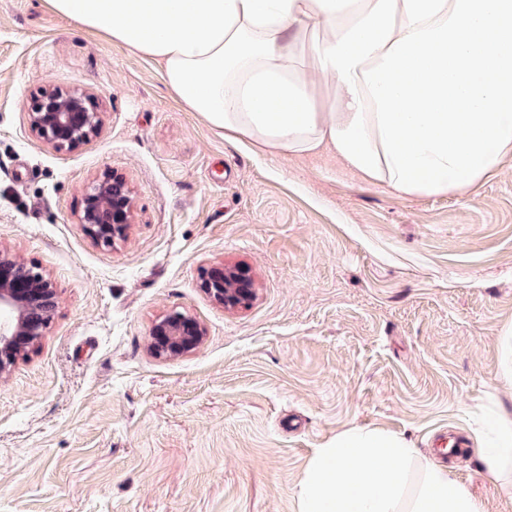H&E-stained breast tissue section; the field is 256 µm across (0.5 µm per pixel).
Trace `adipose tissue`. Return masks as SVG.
<instances>
[{
    "mask_svg": "<svg viewBox=\"0 0 512 512\" xmlns=\"http://www.w3.org/2000/svg\"><path fill=\"white\" fill-rule=\"evenodd\" d=\"M155 62L214 129L264 151L332 152L401 194L466 192L512 154V0H47ZM336 85L324 104L316 76ZM512 482V412L474 437Z\"/></svg>",
    "mask_w": 512,
    "mask_h": 512,
    "instance_id": "adipose-tissue-1",
    "label": "adipose tissue"
}]
</instances>
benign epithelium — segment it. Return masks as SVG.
Here are the masks:
<instances>
[{
	"label": "benign epithelium",
	"instance_id": "1",
	"mask_svg": "<svg viewBox=\"0 0 512 512\" xmlns=\"http://www.w3.org/2000/svg\"><path fill=\"white\" fill-rule=\"evenodd\" d=\"M32 129L57 146L72 147L87 141L101 124L100 113L89 110L80 93H50L29 113ZM79 215L91 239L104 247L124 240L135 223L136 204L127 180L117 174L88 184ZM15 258L0 252V375L10 371L18 356L39 346L55 302L53 282L43 271L26 279L15 276ZM203 288L217 304L227 308L248 305L252 299L249 270L241 265L209 270ZM151 350L158 357L183 356L203 341L205 330L189 316L174 312L153 327Z\"/></svg>",
	"mask_w": 512,
	"mask_h": 512
}]
</instances>
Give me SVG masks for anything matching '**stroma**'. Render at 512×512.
Listing matches in <instances>:
<instances>
[{
	"mask_svg": "<svg viewBox=\"0 0 512 512\" xmlns=\"http://www.w3.org/2000/svg\"><path fill=\"white\" fill-rule=\"evenodd\" d=\"M54 89L101 114L72 149L30 128ZM114 173L136 220L109 248L78 215ZM0 246L57 289L39 348L0 377V512H298L315 449L353 427L404 437L512 512L473 452L436 444L512 411V157L470 193L399 195L329 157L260 153L151 60L46 0H0ZM238 263L254 298L227 310L202 275ZM172 312L207 335L154 357Z\"/></svg>",
	"mask_w": 512,
	"mask_h": 512,
	"instance_id": "35a3bbf8",
	"label": "stroma"
}]
</instances>
